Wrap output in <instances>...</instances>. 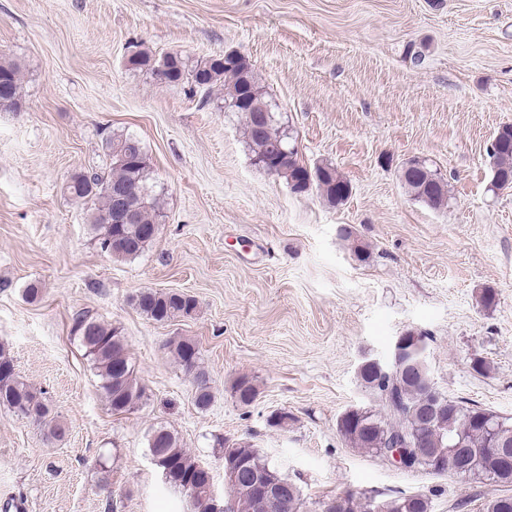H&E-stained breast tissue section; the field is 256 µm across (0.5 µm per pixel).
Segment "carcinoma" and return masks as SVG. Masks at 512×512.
Here are the masks:
<instances>
[{"label": "carcinoma", "instance_id": "obj_1", "mask_svg": "<svg viewBox=\"0 0 512 512\" xmlns=\"http://www.w3.org/2000/svg\"><path fill=\"white\" fill-rule=\"evenodd\" d=\"M128 64L146 68L165 84L187 81L198 89L211 91L216 86L225 90L227 108L241 115L246 143L254 163H265L271 147L292 145L289 126L275 112L276 105L266 98L257 76L246 58L230 52L209 58L196 65L180 53H168L156 59L147 51H134ZM0 111L17 112L22 107L20 71L16 63L0 60ZM106 150L111 158L108 170L84 172L71 177L68 195L91 205L90 223L101 251L116 260H128L140 255L154 241L142 234L146 225L160 224L163 212L160 198L151 184V167L142 142L130 134H114L106 138ZM491 191L512 189V124L497 130L491 143ZM319 175L314 182L320 195L331 205L345 201L349 183L330 164L307 168L298 154L285 156L278 164L277 175L287 180L296 193L309 190V177ZM401 178L407 193L422 204L441 210L448 207V181L438 170L424 161L412 159L402 169ZM123 186L138 193L139 207L133 224H108L112 212V189ZM135 307L147 318L168 322L177 317H190L197 308L194 297L183 292L145 289L132 297ZM74 334L85 355L92 361L101 389L112 413L125 414L135 410L145 397L124 337L118 329L84 314L74 319ZM165 348L183 370L192 376L195 388L194 404L203 411L210 407L214 392L200 350L194 340L186 337L169 340ZM358 376L364 387L379 400V408H352L340 417L338 429L354 448L380 455L388 448H407L413 442L416 425L427 414L429 397V367L421 354L411 357L403 370L391 362L378 370L363 365ZM236 401L250 406L258 395L255 384L246 376L232 386ZM444 408L432 415V427L423 432V447L434 457L451 456L457 445L466 448L477 459L466 475L471 480L512 483V417L501 416L480 407H469L442 395ZM0 406L14 415L30 419L47 428L46 437L61 441L65 428L52 415L45 393L27 384L15 372L8 350L0 345ZM148 449L157 467L165 474L169 488L185 492L196 489L191 497L194 512H203L200 499L208 495L212 485L210 468L183 447L179 437L160 426L148 434ZM225 463L245 462L271 481L286 479L275 466L256 449L237 445L228 449ZM328 500L307 501L299 487L292 483L287 502L273 512H323ZM226 504L227 512H257L252 494L240 486ZM427 498L417 494L396 496L376 505L350 493L346 495L342 512H429Z\"/></svg>", "mask_w": 512, "mask_h": 512}]
</instances>
